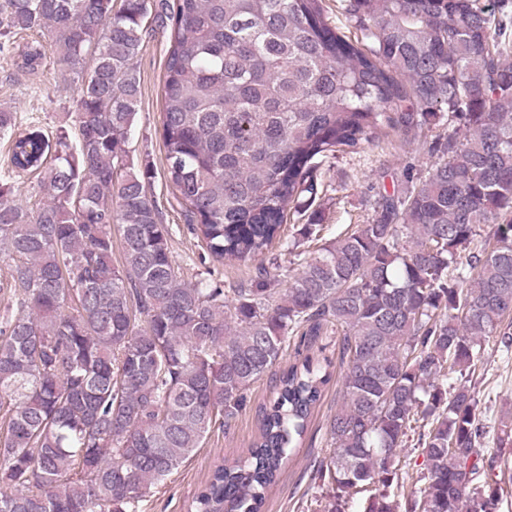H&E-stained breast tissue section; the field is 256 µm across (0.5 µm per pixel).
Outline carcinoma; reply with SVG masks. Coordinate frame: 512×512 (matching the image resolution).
Instances as JSON below:
<instances>
[{
    "label": "carcinoma",
    "mask_w": 512,
    "mask_h": 512,
    "mask_svg": "<svg viewBox=\"0 0 512 512\" xmlns=\"http://www.w3.org/2000/svg\"><path fill=\"white\" fill-rule=\"evenodd\" d=\"M484 0H164L167 180L218 261L291 256L251 287L185 280L130 155L135 61L150 0H0V35L30 31L77 78L67 129L18 131L0 108V512H141L153 489L241 409L288 339L340 337L343 398L316 479L320 512H498L499 457L481 448L468 385L492 336L512 334V62ZM434 158L318 255L281 242L326 191L316 172L389 134ZM41 199L19 201L16 178ZM122 246L112 262V229ZM306 356L276 377L249 456L217 467L191 512H261L329 381ZM454 380L452 390L439 378ZM423 487L399 481L415 418Z\"/></svg>",
    "instance_id": "obj_1"
}]
</instances>
